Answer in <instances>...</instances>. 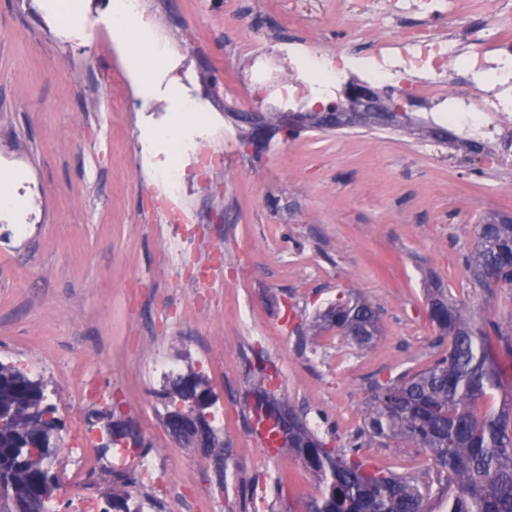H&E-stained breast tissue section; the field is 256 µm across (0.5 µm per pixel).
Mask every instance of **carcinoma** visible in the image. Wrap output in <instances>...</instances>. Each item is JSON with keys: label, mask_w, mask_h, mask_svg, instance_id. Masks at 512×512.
<instances>
[{"label": "carcinoma", "mask_w": 512, "mask_h": 512, "mask_svg": "<svg viewBox=\"0 0 512 512\" xmlns=\"http://www.w3.org/2000/svg\"><path fill=\"white\" fill-rule=\"evenodd\" d=\"M465 262L477 283L495 276L501 287L512 288V219L475 225V245ZM429 317L448 339V353L377 384L350 448L328 446L297 413L288 414V451L323 486L307 512H425L432 485L364 468L358 451L371 445H407L429 454L445 477L448 512H512V390L498 360L500 353L512 358V315L483 327L437 297L430 301ZM316 320L317 328L359 348L370 347L379 335L376 311L362 298L339 299ZM47 390L43 379L0 362V512H47L51 506L58 482L53 436L63 424ZM253 395L258 415L282 405L260 386ZM162 396L170 406L168 417L187 409L192 397L206 409L215 403L208 380L193 371L170 378ZM112 483L103 512H139L130 504L135 475L115 469Z\"/></svg>", "instance_id": "1"}]
</instances>
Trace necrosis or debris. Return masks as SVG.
Returning a JSON list of instances; mask_svg holds the SVG:
<instances>
[{"mask_svg": "<svg viewBox=\"0 0 512 512\" xmlns=\"http://www.w3.org/2000/svg\"><path fill=\"white\" fill-rule=\"evenodd\" d=\"M366 8L391 35L371 38L357 30L333 48L317 38L290 48H268L267 37L244 49L238 82L228 96L255 89L293 107L318 98L338 103L354 88L369 87L415 103L443 108L449 138L430 139L431 155L449 163L470 160L512 168V44L492 33L512 17V5L497 0L491 10L447 15L446 0H338L345 15Z\"/></svg>", "mask_w": 512, "mask_h": 512, "instance_id": "4bbe7bcc", "label": "necrosis or debris"}]
</instances>
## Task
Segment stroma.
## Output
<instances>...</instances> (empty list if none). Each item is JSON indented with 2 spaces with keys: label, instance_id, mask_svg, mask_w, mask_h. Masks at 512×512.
<instances>
[{
  "label": "stroma",
  "instance_id": "obj_1",
  "mask_svg": "<svg viewBox=\"0 0 512 512\" xmlns=\"http://www.w3.org/2000/svg\"><path fill=\"white\" fill-rule=\"evenodd\" d=\"M71 2L90 24L80 41L54 0H0V183L19 201L0 207V361L47 381L65 424L54 512L106 506L113 421L135 430L158 467L159 485L133 490L152 512H304L319 483L293 453L255 438L249 366H275L276 398L347 447L375 380L445 353L428 289L485 323L512 314V289L485 292L464 263L478 221L512 216V170L429 156L424 112L407 110L392 130L291 136L256 95H214L236 77L234 51L257 34L385 35L374 15L337 17L336 0H148L174 52L146 81L126 63L112 0ZM176 95L203 113L183 140L202 141L212 160L202 172L185 161L175 192L178 213L207 227L191 237L153 197L170 146L145 137L171 125ZM247 112L267 125L256 148ZM358 296L380 318L370 348L312 336L317 311ZM159 355L174 373L206 376L217 396L209 421L229 458L169 435ZM87 384L103 399H84ZM79 427L95 447L73 446ZM360 454L370 469L437 479L415 448Z\"/></svg>",
  "mask_w": 512,
  "mask_h": 512
}]
</instances>
